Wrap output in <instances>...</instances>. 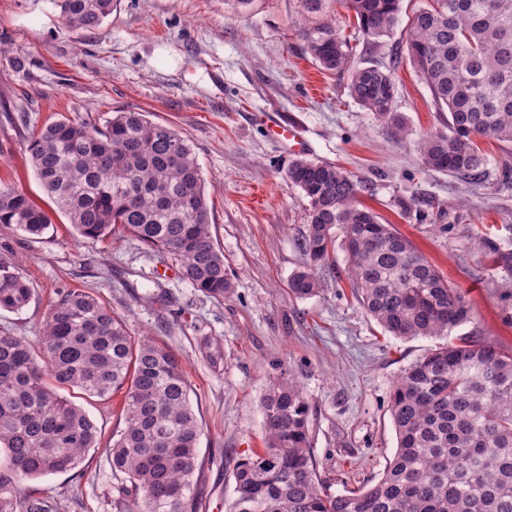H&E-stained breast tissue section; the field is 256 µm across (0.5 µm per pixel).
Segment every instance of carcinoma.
<instances>
[{"label":"carcinoma","instance_id":"cac0c4a2","mask_svg":"<svg viewBox=\"0 0 512 512\" xmlns=\"http://www.w3.org/2000/svg\"><path fill=\"white\" fill-rule=\"evenodd\" d=\"M331 2L301 0L313 18L299 32L306 51L326 72L348 71L352 99L404 134L393 112L401 56L388 66L354 63ZM115 3L56 0L72 34L99 28ZM402 3L343 0L372 39L393 33ZM404 40L435 106L448 112L445 130L420 138L422 164L470 186L487 184L490 160L478 140L512 143V0H431L409 17ZM25 150L80 236L128 233L170 255L200 291L214 298L231 293L196 154L173 129L140 112H119L102 128L60 119ZM288 180L308 202L306 267L293 276L291 292H318L316 269L338 230L366 314L396 338L448 341L399 377L389 407L397 448L377 482L349 494L323 487L310 451V404L296 378L281 374L261 400L265 448L235 463L227 512H512V351L452 336L474 319L466 293L393 225L356 205L361 184L352 174L297 159ZM0 226L38 238L52 220L0 183ZM476 240L492 262L512 265V253L494 240ZM31 296L28 280L0 263V310L18 311ZM64 386L100 398L124 394L125 428L112 443V469L130 482L136 512H186L201 427L181 364L165 346L132 342L120 316L78 290L52 307L38 346L0 334V512H44L43 504L18 496V483L73 470L96 446L98 427L58 392Z\"/></svg>","mask_w":512,"mask_h":512}]
</instances>
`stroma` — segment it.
<instances>
[{
    "label": "stroma",
    "instance_id": "obj_1",
    "mask_svg": "<svg viewBox=\"0 0 512 512\" xmlns=\"http://www.w3.org/2000/svg\"><path fill=\"white\" fill-rule=\"evenodd\" d=\"M332 10L355 61L386 64L401 49L402 29L370 41L353 12L337 2ZM307 22L300 0H253L242 13L225 0H118L101 28L74 36L54 0H0V181L53 222L39 238L0 227V262L33 288L26 307L0 311V333L38 342L52 306L80 290L111 307L132 341L170 349L202 427L195 512H225L236 461L263 448L261 400L285 371L311 406L312 457L329 491L374 483L397 446L393 386L443 343L384 333L354 298L338 246L316 271L320 291L291 294L305 263L308 205L288 180L296 156L269 136L267 121L300 129L303 158L358 176L360 203L466 292L478 339L512 350V271L491 265L475 243L482 234L512 252V188H474L427 169L417 141L445 117L409 60L395 73L394 110L406 127L398 137L350 97L348 74L321 70L306 52ZM16 108L27 123L9 120ZM119 112L143 113L194 149L229 296L194 288L174 260L131 237L82 238L43 190L25 138L61 117L101 125ZM65 394L97 424L98 444L71 471L24 480L19 495L53 512H130L109 453L125 426L121 395Z\"/></svg>",
    "mask_w": 512,
    "mask_h": 512
}]
</instances>
